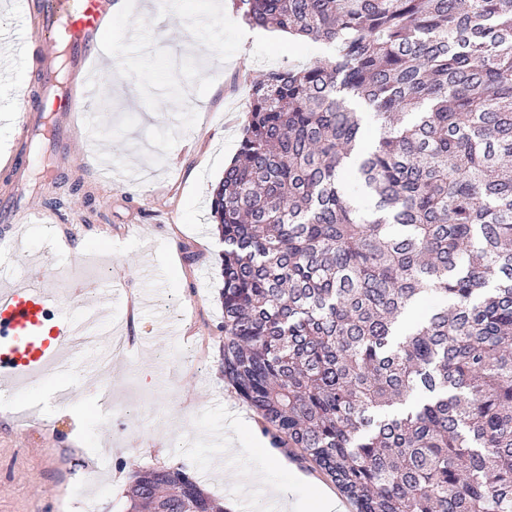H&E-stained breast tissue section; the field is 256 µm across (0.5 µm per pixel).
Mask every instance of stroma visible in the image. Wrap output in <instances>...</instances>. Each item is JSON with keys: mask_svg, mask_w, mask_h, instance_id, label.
Here are the masks:
<instances>
[{"mask_svg": "<svg viewBox=\"0 0 512 512\" xmlns=\"http://www.w3.org/2000/svg\"><path fill=\"white\" fill-rule=\"evenodd\" d=\"M125 0L110 39L122 61L119 95L97 105L123 178L105 180L93 154L70 159L65 177L31 195L58 208L59 221L31 227L17 253L0 261V283L28 276L34 262L58 274V306L71 286L103 282L102 264L115 263L121 292L112 304V333L133 341L116 354L112 393L121 406L103 411L96 390L77 388L71 414L49 403L47 388L27 390L25 415L0 410V512H67L69 485L86 481L100 494L101 512H125L133 474L182 467L235 512H269L266 490L303 473L251 449L259 426L221 372L224 321L223 246L209 220L212 192L235 157L249 90L268 70L326 59L323 46L294 44L282 32L249 38L238 0ZM142 35L127 48L129 30ZM222 54L223 65L204 63ZM0 66L32 95L42 93L35 48L17 55L0 42ZM100 264L83 261L88 246ZM244 426L230 431L233 419ZM234 433V473L218 466L214 433Z\"/></svg>", "mask_w": 512, "mask_h": 512, "instance_id": "obj_1", "label": "stroma"}]
</instances>
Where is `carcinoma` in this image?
I'll list each match as a JSON object with an SVG mask.
<instances>
[{
  "label": "carcinoma",
  "mask_w": 512,
  "mask_h": 512,
  "mask_svg": "<svg viewBox=\"0 0 512 512\" xmlns=\"http://www.w3.org/2000/svg\"><path fill=\"white\" fill-rule=\"evenodd\" d=\"M238 8L334 55L253 84L215 189L224 379L356 512H512V0ZM126 500L222 512L181 467Z\"/></svg>",
  "instance_id": "1"
}]
</instances>
